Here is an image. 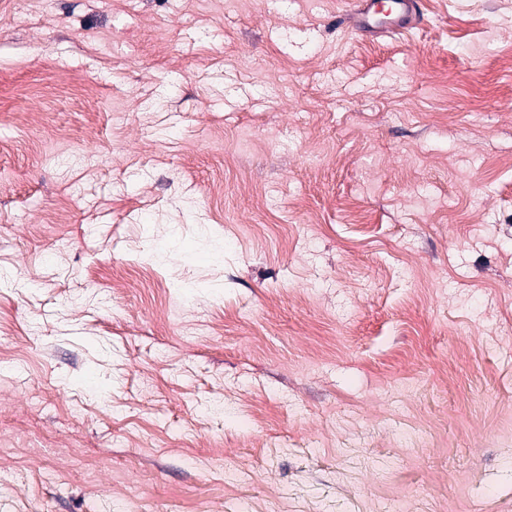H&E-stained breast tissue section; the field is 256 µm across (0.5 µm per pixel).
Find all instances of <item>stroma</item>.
Masks as SVG:
<instances>
[{
  "mask_svg": "<svg viewBox=\"0 0 512 512\" xmlns=\"http://www.w3.org/2000/svg\"><path fill=\"white\" fill-rule=\"evenodd\" d=\"M345 6L0 0V512H512V0ZM341 17L342 27L356 34H396L419 25L421 3L419 0H357Z\"/></svg>",
  "mask_w": 512,
  "mask_h": 512,
  "instance_id": "obj_1",
  "label": "stroma"
}]
</instances>
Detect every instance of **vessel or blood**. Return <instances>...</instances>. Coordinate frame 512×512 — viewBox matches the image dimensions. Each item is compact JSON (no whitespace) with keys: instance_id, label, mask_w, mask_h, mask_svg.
I'll use <instances>...</instances> for the list:
<instances>
[{"instance_id":"vessel-or-blood-1","label":"vessel or blood","mask_w":512,"mask_h":512,"mask_svg":"<svg viewBox=\"0 0 512 512\" xmlns=\"http://www.w3.org/2000/svg\"><path fill=\"white\" fill-rule=\"evenodd\" d=\"M345 28L357 34L387 35L415 28L420 0H356L342 15Z\"/></svg>"}]
</instances>
